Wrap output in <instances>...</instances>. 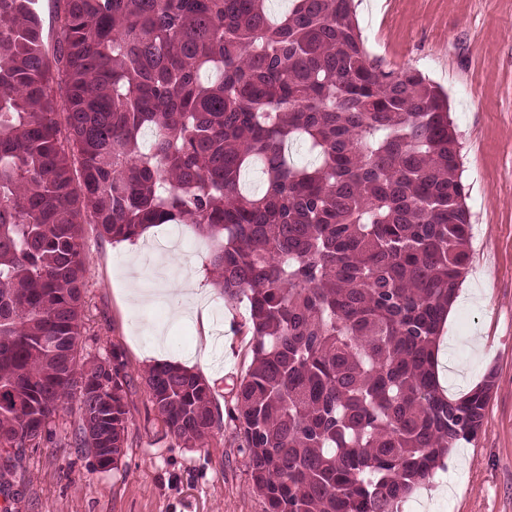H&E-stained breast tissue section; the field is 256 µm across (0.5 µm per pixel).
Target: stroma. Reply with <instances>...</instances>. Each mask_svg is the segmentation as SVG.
I'll list each match as a JSON object with an SVG mask.
<instances>
[{"mask_svg":"<svg viewBox=\"0 0 512 512\" xmlns=\"http://www.w3.org/2000/svg\"><path fill=\"white\" fill-rule=\"evenodd\" d=\"M367 52L384 70L413 68L448 95L471 213L465 296L440 341L441 384L459 397L495 371L483 425L454 449L442 480L418 489L411 512H512V0H354ZM172 227L160 224L135 249L83 227L86 297L81 353H119L134 384L124 454L101 472L73 445L76 402H68L50 435L11 476L0 508L9 512H265L250 488L247 459L229 426L188 447L168 433L142 377L151 352L166 345L173 362L191 366L226 414L231 389L250 363L251 339L238 333L244 306L225 303L208 270L213 248L155 252ZM199 283L205 315L174 318L170 307H130L127 287L147 290L163 264Z\"/></svg>","mask_w":512,"mask_h":512,"instance_id":"obj_1","label":"stroma"}]
</instances>
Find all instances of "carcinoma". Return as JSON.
Masks as SVG:
<instances>
[{
  "instance_id": "obj_1",
  "label": "carcinoma",
  "mask_w": 512,
  "mask_h": 512,
  "mask_svg": "<svg viewBox=\"0 0 512 512\" xmlns=\"http://www.w3.org/2000/svg\"><path fill=\"white\" fill-rule=\"evenodd\" d=\"M0 0V446L36 448L78 403L74 447L126 443L117 354L82 362V229L189 224L246 300L251 362L227 419L266 512H400L480 431L495 373L458 398L435 349L471 220L447 98L367 53L352 0ZM65 88L57 106L52 85ZM303 141L311 164L290 160ZM265 188L241 189L253 162ZM188 447L220 424L173 363L143 377Z\"/></svg>"
}]
</instances>
